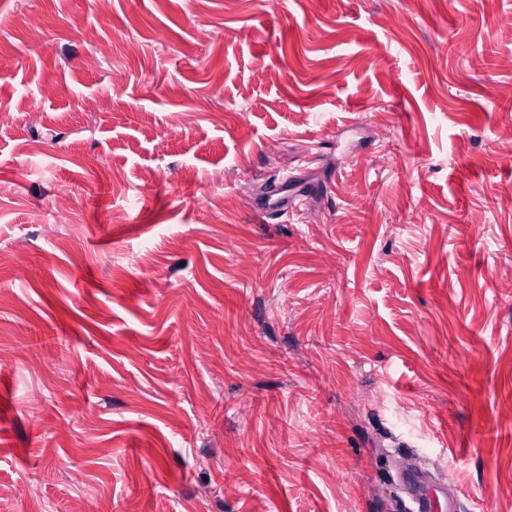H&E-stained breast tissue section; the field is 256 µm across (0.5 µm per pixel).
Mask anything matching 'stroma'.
Returning <instances> with one entry per match:
<instances>
[{"instance_id":"35a3bbf8","label":"stroma","mask_w":512,"mask_h":512,"mask_svg":"<svg viewBox=\"0 0 512 512\" xmlns=\"http://www.w3.org/2000/svg\"><path fill=\"white\" fill-rule=\"evenodd\" d=\"M493 86L512 0H0V512H512ZM289 182V194H288ZM307 191L302 185L295 182L293 178H289L281 183L274 184L267 192L264 204L261 205L259 211L265 214L288 215L298 205L302 196H306ZM406 497L413 509L402 501L400 507L412 512H457L458 498L448 497L445 487L431 489L426 477L416 473L403 480Z\"/></svg>"}]
</instances>
